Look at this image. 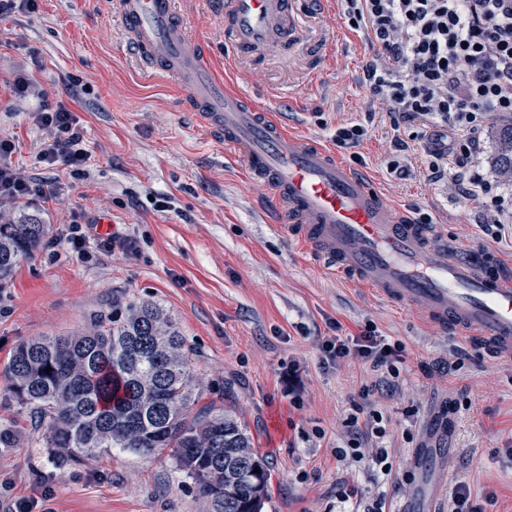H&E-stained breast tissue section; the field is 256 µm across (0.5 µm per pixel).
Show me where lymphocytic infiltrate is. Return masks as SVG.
Segmentation results:
<instances>
[{
  "mask_svg": "<svg viewBox=\"0 0 512 512\" xmlns=\"http://www.w3.org/2000/svg\"><path fill=\"white\" fill-rule=\"evenodd\" d=\"M349 22L376 56L364 82L371 100L405 119L422 118L439 135L455 132L457 148L433 150L435 180L466 181L468 200L490 205L499 224L512 223V198L498 174L471 173L481 135L499 114L512 113V0H346ZM33 121L48 132L38 153L46 166L81 174L90 158L79 122L64 104L42 103ZM12 140L0 138V204L51 196L50 185L13 168ZM327 360L369 361L387 382L403 362L400 346L372 333L324 340Z\"/></svg>",
  "mask_w": 512,
  "mask_h": 512,
  "instance_id": "lymphocytic-infiltrate-1",
  "label": "lymphocytic infiltrate"
}]
</instances>
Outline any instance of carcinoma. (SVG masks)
<instances>
[{
	"label": "carcinoma",
	"instance_id": "1",
	"mask_svg": "<svg viewBox=\"0 0 512 512\" xmlns=\"http://www.w3.org/2000/svg\"><path fill=\"white\" fill-rule=\"evenodd\" d=\"M493 170L512 176V116L496 124ZM47 225L0 224V287L32 256ZM192 362L175 324L148 302L76 336L20 344L3 368L9 392L44 429L59 464L103 448L169 452L211 512H262L271 473L247 428L189 392ZM237 470L229 487L227 469ZM260 472H255V469Z\"/></svg>",
	"mask_w": 512,
	"mask_h": 512
}]
</instances>
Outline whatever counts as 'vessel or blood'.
<instances>
[{
    "mask_svg": "<svg viewBox=\"0 0 512 512\" xmlns=\"http://www.w3.org/2000/svg\"><path fill=\"white\" fill-rule=\"evenodd\" d=\"M176 3L113 0L127 48L149 76L187 86L188 111L250 179L265 183L281 223L314 264L511 360L512 276L496 258L433 245V230L387 203L367 175L232 87L189 35ZM224 30L238 55H261L299 38L296 0H224Z\"/></svg>",
    "mask_w": 512,
    "mask_h": 512,
    "instance_id": "1",
    "label": "vessel or blood"
}]
</instances>
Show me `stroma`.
<instances>
[{
	"label": "stroma",
	"mask_w": 512,
	"mask_h": 512,
	"mask_svg": "<svg viewBox=\"0 0 512 512\" xmlns=\"http://www.w3.org/2000/svg\"><path fill=\"white\" fill-rule=\"evenodd\" d=\"M177 8L238 90L328 144L339 126L363 125L364 139L338 155L367 173L389 203L428 218L449 244L512 260V224L494 223L485 206L430 179L431 143L420 121L393 123L370 102L363 77L374 51L343 12H302L299 41L254 59L226 47L218 0H178ZM20 76L31 87L24 99L12 92ZM44 99L80 121L91 150L82 177L37 160L46 132L30 114ZM185 101L174 81L141 72L111 0H36L33 11L0 17V137L15 143L13 167L58 191L6 207L19 221L47 225L49 243L0 288V367L24 341L74 334L148 301L181 332L200 404L246 425L269 462L263 512H363L380 497L386 512L411 503L448 512L461 483L474 498L494 495L486 512H512V364L432 329L418 310L320 273L292 236L275 230L266 187L225 157ZM104 218L135 240V251L97 250ZM75 223L93 260L67 242ZM368 327L405 350L393 386H376L362 359L323 361L324 337ZM368 385L386 434L362 444L363 460L339 458L351 438L352 403ZM7 386L0 376V430L12 435L0 445L1 506L31 500L33 512H209L164 454L108 448L56 466L42 428ZM451 401L458 410L433 465L420 451ZM380 444L390 453L387 476L366 461Z\"/></svg>",
	"instance_id": "obj_1"
}]
</instances>
